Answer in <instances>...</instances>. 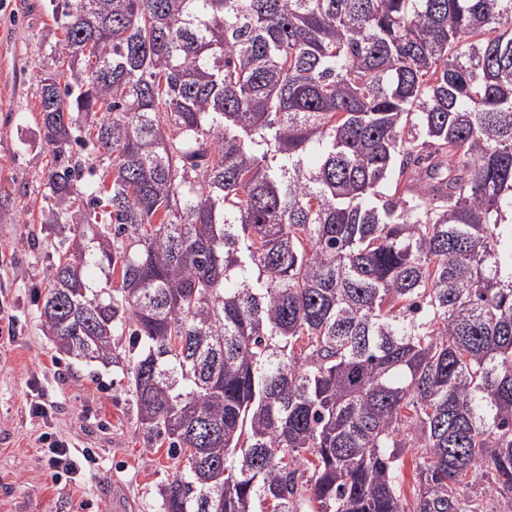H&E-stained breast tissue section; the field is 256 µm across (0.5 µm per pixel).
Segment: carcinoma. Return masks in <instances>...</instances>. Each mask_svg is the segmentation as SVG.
Returning a JSON list of instances; mask_svg holds the SVG:
<instances>
[{
    "label": "carcinoma",
    "mask_w": 512,
    "mask_h": 512,
    "mask_svg": "<svg viewBox=\"0 0 512 512\" xmlns=\"http://www.w3.org/2000/svg\"><path fill=\"white\" fill-rule=\"evenodd\" d=\"M48 8L40 318L162 512H512V0Z\"/></svg>",
    "instance_id": "carcinoma-1"
}]
</instances>
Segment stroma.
I'll return each mask as SVG.
<instances>
[{
    "label": "stroma",
    "instance_id": "1",
    "mask_svg": "<svg viewBox=\"0 0 512 512\" xmlns=\"http://www.w3.org/2000/svg\"><path fill=\"white\" fill-rule=\"evenodd\" d=\"M48 0H0V512H158V487L172 474L165 449L137 432V406L121 369L57 353L39 318L46 253L55 241L43 223L46 149L35 118L39 78L59 32ZM44 404L47 416L35 414ZM75 454L92 451L73 477L48 462L52 440Z\"/></svg>",
    "mask_w": 512,
    "mask_h": 512
}]
</instances>
